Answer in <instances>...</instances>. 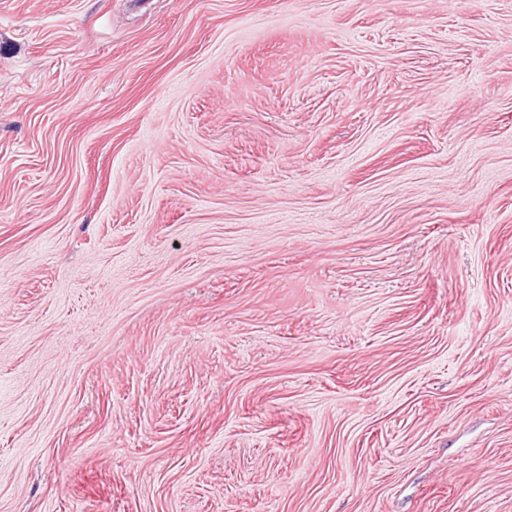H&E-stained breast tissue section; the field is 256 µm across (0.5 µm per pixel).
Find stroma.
<instances>
[{
    "instance_id": "1",
    "label": "stroma",
    "mask_w": 512,
    "mask_h": 512,
    "mask_svg": "<svg viewBox=\"0 0 512 512\" xmlns=\"http://www.w3.org/2000/svg\"><path fill=\"white\" fill-rule=\"evenodd\" d=\"M0 512H512V0H0Z\"/></svg>"
}]
</instances>
